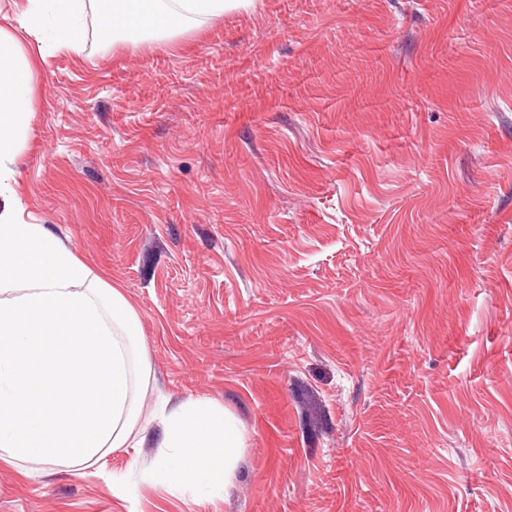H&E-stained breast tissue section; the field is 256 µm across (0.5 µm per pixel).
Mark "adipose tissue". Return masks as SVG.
Instances as JSON below:
<instances>
[{
	"instance_id": "adipose-tissue-1",
	"label": "adipose tissue",
	"mask_w": 512,
	"mask_h": 512,
	"mask_svg": "<svg viewBox=\"0 0 512 512\" xmlns=\"http://www.w3.org/2000/svg\"><path fill=\"white\" fill-rule=\"evenodd\" d=\"M248 0H23L43 51H82L96 13L109 42L171 38ZM36 61L0 27V461L91 468L140 427L149 378L135 309L6 190L30 127ZM147 481L199 498L224 495L243 433L223 406L191 400L163 416Z\"/></svg>"
}]
</instances>
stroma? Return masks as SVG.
Returning <instances> with one entry per match:
<instances>
[{"label": "stroma", "mask_w": 512, "mask_h": 512, "mask_svg": "<svg viewBox=\"0 0 512 512\" xmlns=\"http://www.w3.org/2000/svg\"><path fill=\"white\" fill-rule=\"evenodd\" d=\"M87 26L11 186L134 306L147 424L83 475L1 464L0 512H512V0ZM196 399L245 433L204 500L142 479Z\"/></svg>", "instance_id": "stroma-1"}]
</instances>
